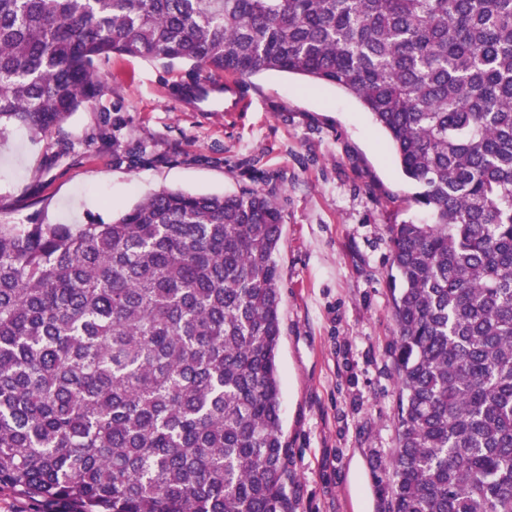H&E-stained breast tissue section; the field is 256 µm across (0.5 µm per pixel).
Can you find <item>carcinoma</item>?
I'll return each instance as SVG.
<instances>
[{"instance_id": "cac0c4a2", "label": "carcinoma", "mask_w": 512, "mask_h": 512, "mask_svg": "<svg viewBox=\"0 0 512 512\" xmlns=\"http://www.w3.org/2000/svg\"><path fill=\"white\" fill-rule=\"evenodd\" d=\"M113 55L357 99L428 220L391 226L390 512H512V0H0V135ZM146 149L112 147L135 166ZM259 189L0 225V488L71 512H290L277 253Z\"/></svg>"}]
</instances>
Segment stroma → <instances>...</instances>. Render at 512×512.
Instances as JSON below:
<instances>
[{
  "instance_id": "35a3bbf8",
  "label": "stroma",
  "mask_w": 512,
  "mask_h": 512,
  "mask_svg": "<svg viewBox=\"0 0 512 512\" xmlns=\"http://www.w3.org/2000/svg\"><path fill=\"white\" fill-rule=\"evenodd\" d=\"M100 94L45 137H0V224H87L163 188H259L282 207L281 419L292 512H389L397 448L391 227L420 220L383 131L330 85L265 72L246 112L177 93L185 68L116 56ZM146 147L135 167L112 147Z\"/></svg>"
}]
</instances>
